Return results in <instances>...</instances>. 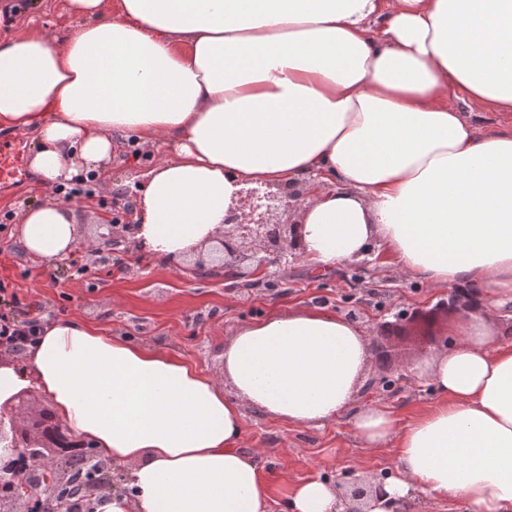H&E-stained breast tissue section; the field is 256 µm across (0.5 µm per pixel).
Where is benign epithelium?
I'll return each instance as SVG.
<instances>
[{
  "label": "benign epithelium",
  "instance_id": "7a95c632",
  "mask_svg": "<svg viewBox=\"0 0 512 512\" xmlns=\"http://www.w3.org/2000/svg\"><path fill=\"white\" fill-rule=\"evenodd\" d=\"M304 197L302 189H278L276 191L258 188L244 189L237 194L225 211L224 233L217 237L218 246L214 251L229 258H237L243 251L253 252V265L243 267L232 265L227 270L228 276L237 280L248 281L255 272L269 266L279 265L292 257L299 258L295 252L294 224H282L278 215L296 207ZM133 210V199L127 197L125 202L113 204L112 223L103 225L105 231L99 233L96 240L100 243L133 248L130 238L131 227L125 224V215ZM468 312V304L462 298L452 295L448 302L431 309H418L413 315L399 313L393 322L382 324L378 335L391 339L405 337L414 329H419L433 344L448 346V335L438 332L441 320L452 316H461ZM31 392L25 391L15 395L8 402L0 405V448L19 454L33 452L37 459L33 461L35 471L45 477L49 488H60L71 481L67 458L52 451L55 445L62 447L89 448L93 443L77 437L69 427L59 419H54L50 432L44 434L35 427L48 413L45 408L31 405ZM13 481L21 489L7 498H0V510L8 504L15 506L29 499L28 492L22 490L25 477L15 476ZM352 506L346 512H364L372 491L369 484L351 482L348 485Z\"/></svg>",
  "mask_w": 512,
  "mask_h": 512
}]
</instances>
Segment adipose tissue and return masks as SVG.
<instances>
[{
  "instance_id": "adipose-tissue-1",
  "label": "adipose tissue",
  "mask_w": 512,
  "mask_h": 512,
  "mask_svg": "<svg viewBox=\"0 0 512 512\" xmlns=\"http://www.w3.org/2000/svg\"><path fill=\"white\" fill-rule=\"evenodd\" d=\"M66 7L79 24L67 41L0 44V123L35 131L42 186L106 174L134 134L175 152L138 188L145 256L208 246L240 189L304 185L296 244L311 269L382 249L473 303L428 364L436 403L404 424L379 400L355 408L368 340L319 305L237 327L220 382L91 324L42 323L24 366L0 364V403L35 388L130 468L134 494H101L94 512H268L257 454L241 449L247 406L302 426L352 414L363 445L394 451L373 512H512V338L487 324L512 311V127L466 118L512 112V0H119L108 19L103 0ZM19 236L46 262L79 238L54 201L28 207ZM286 509L346 502L312 479ZM468 118L482 130H493L504 125H512V116L498 112L468 113Z\"/></svg>"
}]
</instances>
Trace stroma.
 Segmentation results:
<instances>
[{
	"label": "stroma",
	"instance_id": "35a3bbf8",
	"mask_svg": "<svg viewBox=\"0 0 512 512\" xmlns=\"http://www.w3.org/2000/svg\"><path fill=\"white\" fill-rule=\"evenodd\" d=\"M78 26L65 0H29L12 17L0 15V43L32 31L68 39ZM9 151L0 161V215L15 218L0 229V281L16 295L19 313L40 321L74 318L105 332L185 357L205 375L223 379L224 342L237 326L275 312L313 304L328 306L358 322L366 335L376 333L385 309L431 306L447 289H432L400 276L385 254L367 265L349 263L317 275L299 260L273 267L254 285H232L224 270L196 269L193 259L167 264L120 248L96 253L77 246L54 262L33 258L18 235L17 216L31 205L53 199L28 166L35 146L32 132L0 126V145ZM153 148L134 150L131 137L113 153L109 187L98 198L113 201L116 192L142 181L152 165ZM433 346L403 345V378L386 387L363 388L358 403L382 400L400 421L429 409L435 395L417 372ZM244 450H259L258 463L273 489L269 512H283L285 495L295 484L349 475L369 479L390 468L393 451L365 448L354 438L348 417L319 426H301L245 408Z\"/></svg>",
	"mask_w": 512,
	"mask_h": 512
}]
</instances>
